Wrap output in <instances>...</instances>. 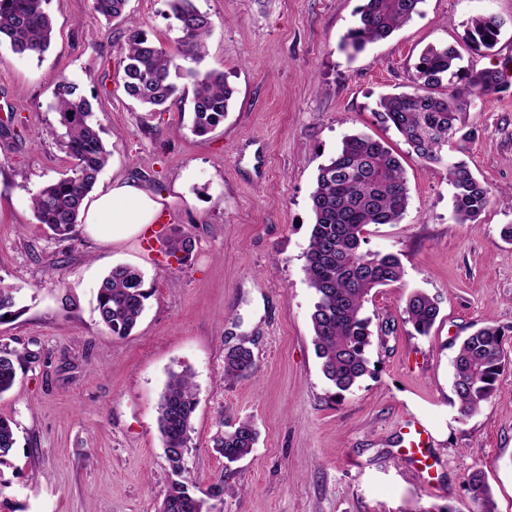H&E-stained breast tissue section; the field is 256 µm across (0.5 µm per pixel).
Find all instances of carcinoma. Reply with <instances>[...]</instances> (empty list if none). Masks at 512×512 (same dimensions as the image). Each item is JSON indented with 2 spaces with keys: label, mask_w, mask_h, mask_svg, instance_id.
I'll list each match as a JSON object with an SVG mask.
<instances>
[{
  "label": "carcinoma",
  "mask_w": 512,
  "mask_h": 512,
  "mask_svg": "<svg viewBox=\"0 0 512 512\" xmlns=\"http://www.w3.org/2000/svg\"><path fill=\"white\" fill-rule=\"evenodd\" d=\"M180 36L176 51L170 53L140 28L128 29L123 47V89L125 94L149 112L174 100L191 97L193 131L206 135L224 121L234 89L224 72L201 71L200 63L211 35L210 16L194 0H168ZM46 0H0V41L21 58L42 56L55 35L46 12ZM127 0H93L94 10L108 21L122 17ZM423 0H366L358 26L350 30L341 48L358 53L366 44L388 38L419 14ZM500 35L494 16L471 19L467 37L477 47L492 49ZM461 59L453 45L428 48L415 66V86L410 92L387 94L377 103L381 124L394 129L412 152L430 165L444 166L452 186V207L460 224L477 221L491 202L490 192L461 161L448 159L445 147L453 138L471 137L466 129L464 105L471 97L496 90L503 80L496 69L471 71L465 85L455 86L448 73ZM190 81L186 90L181 81ZM54 110L62 132L50 131L59 148L73 159V167L59 179L40 188L31 197L35 218L58 239L73 240L80 224L83 200L91 193L106 166L110 150L94 122L91 104L78 87L65 80L57 82ZM409 189L398 157L384 142L365 133L347 135L329 161L318 169L316 189L311 195L315 216L304 272L315 291L310 315L316 353L324 377L340 391L350 390L368 372L365 348L370 343V319L363 316L364 304L373 289L400 281L404 275L401 259L394 253L363 249L369 225L397 224L406 212ZM148 293L142 273L118 265L98 285L95 310L99 322L113 336L130 335L137 325ZM14 289L0 284V321L16 315ZM406 319L414 330L426 336L438 316L437 302L416 291L407 298ZM23 356L7 346L0 347V395L14 384L17 365ZM505 369L503 333L485 326L464 339L453 363V390L460 417L473 415L486 402ZM258 371L250 347L239 344L224 354V376L240 378ZM198 401L193 376L188 371L170 374L158 403V428L163 454L171 479L157 512H209L207 500L217 499L234 489L228 483L229 465L248 456L258 432L249 420L216 434L213 449L224 458L225 480L211 485L203 496L195 493L188 455L192 417ZM13 419L0 416V466L10 464L16 437ZM467 489L477 512H496L491 489L482 471L467 478Z\"/></svg>",
  "instance_id": "obj_1"
}]
</instances>
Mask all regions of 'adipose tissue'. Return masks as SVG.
I'll list each match as a JSON object with an SVG mask.
<instances>
[{"label":"adipose tissue","instance_id":"obj_1","mask_svg":"<svg viewBox=\"0 0 512 512\" xmlns=\"http://www.w3.org/2000/svg\"><path fill=\"white\" fill-rule=\"evenodd\" d=\"M161 204L139 182L117 180L86 206L85 232L95 241L121 240L153 222Z\"/></svg>","mask_w":512,"mask_h":512}]
</instances>
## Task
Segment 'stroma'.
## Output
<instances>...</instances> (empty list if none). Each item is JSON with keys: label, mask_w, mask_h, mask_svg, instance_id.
Wrapping results in <instances>:
<instances>
[{"label": "stroma", "mask_w": 512, "mask_h": 512, "mask_svg": "<svg viewBox=\"0 0 512 512\" xmlns=\"http://www.w3.org/2000/svg\"><path fill=\"white\" fill-rule=\"evenodd\" d=\"M213 22L202 68L235 93L222 123L191 130L189 102L144 112L123 90L127 27L174 49L167 0H128L106 21L91 0H48L55 36L42 58L0 45V280L19 312L0 345L27 356L0 415L16 424L0 512H156L168 481L157 406L173 372L190 371L198 406L189 467L200 489L223 480L212 439L252 421L258 441L234 463L235 494L213 512H477L466 479L482 470L497 512H512V368L488 402L461 419L452 389L462 340L504 331L512 353V78L471 100L474 135L449 154L495 197L477 223H457L445 168L424 164L374 116L379 98L409 90L431 45L451 44L463 70L512 67V0H423L420 13L354 56L340 50L364 0H195ZM501 23L496 46L463 41L473 17ZM80 86L111 152L99 181L132 179L160 196L155 233L97 243L61 241L39 224L31 195L71 159L49 135L60 78ZM364 132L396 153L409 187L399 223L368 226L365 248L400 255L403 279L375 289L369 372L336 393L320 370L304 273L318 169L345 136ZM191 236L183 260L162 238ZM144 274L142 318L125 338L95 311L112 267ZM440 316L418 335L404 314L415 290ZM245 340L259 371L224 377L226 337ZM432 437L433 484L397 452L406 419Z\"/></svg>", "instance_id": "1"}]
</instances>
